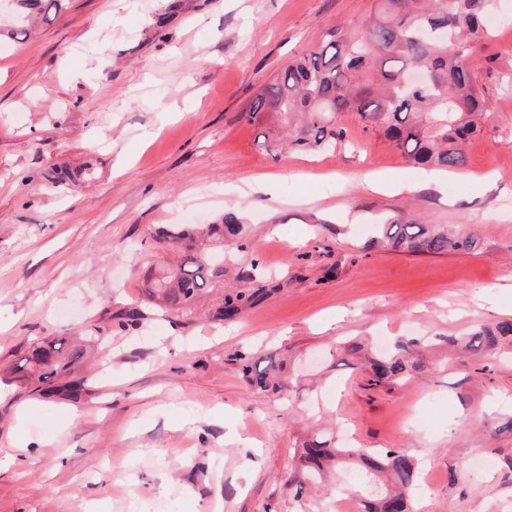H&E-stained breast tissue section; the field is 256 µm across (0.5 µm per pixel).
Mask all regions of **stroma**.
<instances>
[{"label":"stroma","mask_w":512,"mask_h":512,"mask_svg":"<svg viewBox=\"0 0 512 512\" xmlns=\"http://www.w3.org/2000/svg\"><path fill=\"white\" fill-rule=\"evenodd\" d=\"M375 0H66L29 39L0 36V512H334L333 473L297 496L295 453L343 423L352 444L421 464L414 512H512V361L449 359L443 336L512 318V0L475 47L486 102L466 163L441 188L344 115L336 148L269 155L246 104L332 27L357 33ZM91 165L76 194L51 168ZM369 172L375 189L354 182ZM493 178L494 190L484 188ZM245 217L239 268L279 286L209 321L117 314L141 297L156 231L192 213ZM476 233L471 252L371 246L380 219ZM101 345L77 370L85 395L6 381L41 340L86 323ZM428 336L427 372L370 388L338 343ZM287 358L289 402L250 389L239 355ZM250 439L249 453L240 442Z\"/></svg>","instance_id":"1"}]
</instances>
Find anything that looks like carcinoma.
Segmentation results:
<instances>
[{
	"instance_id": "obj_1",
	"label": "carcinoma",
	"mask_w": 512,
	"mask_h": 512,
	"mask_svg": "<svg viewBox=\"0 0 512 512\" xmlns=\"http://www.w3.org/2000/svg\"><path fill=\"white\" fill-rule=\"evenodd\" d=\"M64 0H18L27 10L15 36L32 33L29 16L45 19L59 11ZM491 0H376L362 35L340 28L326 33L321 45L291 61L267 83L241 112V119L259 127L260 146H285L319 152L336 146L343 136L339 122L353 112L366 126L384 136L413 166L455 170L465 163V144L482 131L486 111L476 83L472 43L488 35ZM423 70L427 84L412 87L408 73ZM88 165L66 167L54 184L79 188L92 178ZM243 224L233 209L212 224H172L159 231V241L173 255L144 272L142 303L120 314L124 328L136 329L155 306L169 314H187L198 300L221 291L212 320L222 322L250 308L259 289L224 287V244L243 243ZM378 240L409 254L469 252L477 239L464 228L419 224L394 218L380 225ZM512 336V322L477 324L464 338L445 337L448 350L462 347L468 358L495 362L501 341ZM95 337L33 343L24 362L9 372V381L42 393L63 389L72 398L83 390V380L69 376L86 359ZM418 339L398 340L392 349L366 357L369 384L387 391L406 385L412 374L424 370L416 354ZM249 385L275 395L292 391V377L270 362L258 370L241 354ZM301 469L293 477L298 492L316 486L326 469L349 466L355 477L361 512H411L410 492L419 482L416 462L400 449L374 451L346 448L336 436L315 433L302 444Z\"/></svg>"
}]
</instances>
